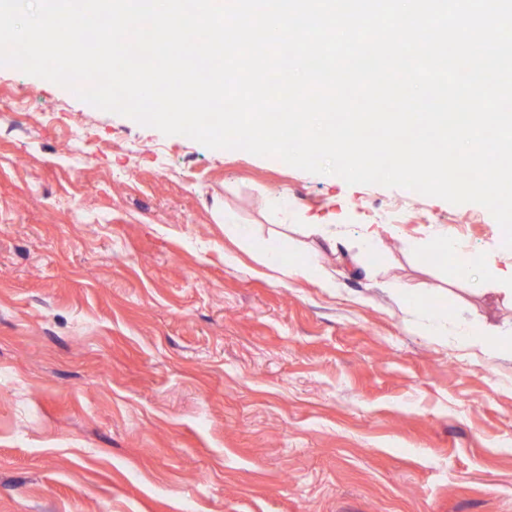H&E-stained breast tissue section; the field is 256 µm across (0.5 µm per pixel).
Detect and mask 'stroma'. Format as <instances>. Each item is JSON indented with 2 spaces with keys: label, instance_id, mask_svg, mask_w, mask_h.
Instances as JSON below:
<instances>
[{
  "label": "stroma",
  "instance_id": "35a3bbf8",
  "mask_svg": "<svg viewBox=\"0 0 512 512\" xmlns=\"http://www.w3.org/2000/svg\"><path fill=\"white\" fill-rule=\"evenodd\" d=\"M449 225L512 267L481 205L210 149L0 65V512H512V354L450 320L511 334L512 299L425 262ZM272 242L336 287L264 268ZM456 326V336L460 345L468 349H498L502 342L491 341L486 336H497L488 334L487 329L477 328L461 316H452Z\"/></svg>",
  "mask_w": 512,
  "mask_h": 512
}]
</instances>
